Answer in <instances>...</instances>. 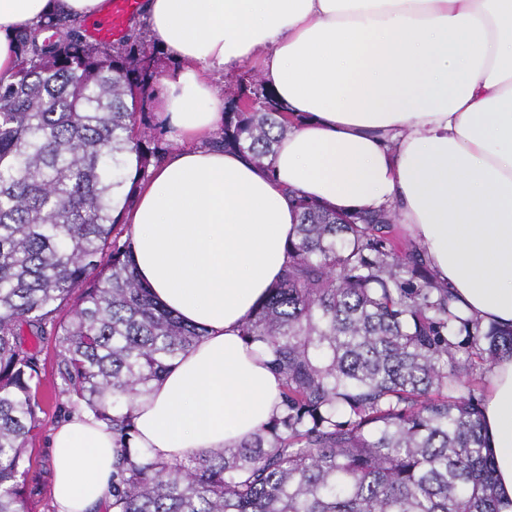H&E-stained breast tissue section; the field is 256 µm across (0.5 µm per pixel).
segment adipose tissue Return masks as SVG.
Returning a JSON list of instances; mask_svg holds the SVG:
<instances>
[{
    "label": "adipose tissue",
    "mask_w": 512,
    "mask_h": 512,
    "mask_svg": "<svg viewBox=\"0 0 512 512\" xmlns=\"http://www.w3.org/2000/svg\"><path fill=\"white\" fill-rule=\"evenodd\" d=\"M108 0H0V78L24 23L104 15ZM179 64L160 116L178 142L123 213L139 278L204 336L135 404V445L168 462L228 448L278 410L280 382L240 334L287 262L297 191L345 213L394 209L480 326H512V0H144ZM257 64L292 125L272 170L211 146L224 99L205 78ZM512 501V356L483 406ZM57 512H99L113 442L76 414L51 437Z\"/></svg>",
    "instance_id": "obj_1"
}]
</instances>
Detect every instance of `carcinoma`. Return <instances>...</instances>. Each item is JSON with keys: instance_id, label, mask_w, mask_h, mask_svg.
<instances>
[{"instance_id": "1", "label": "carcinoma", "mask_w": 512, "mask_h": 512, "mask_svg": "<svg viewBox=\"0 0 512 512\" xmlns=\"http://www.w3.org/2000/svg\"><path fill=\"white\" fill-rule=\"evenodd\" d=\"M0 79V512H25L28 443L44 426V363L61 347L58 416L112 430L105 512H502L483 433L484 367L512 329L451 309L448 286L383 231L386 210L345 214L294 194L280 280L242 336L282 380L281 412L250 439L186 461L134 447V406L203 331L154 300L126 225L168 152L144 108L154 56L93 44L53 13L15 34ZM214 145L272 169L288 115L265 86L227 91Z\"/></svg>"}]
</instances>
